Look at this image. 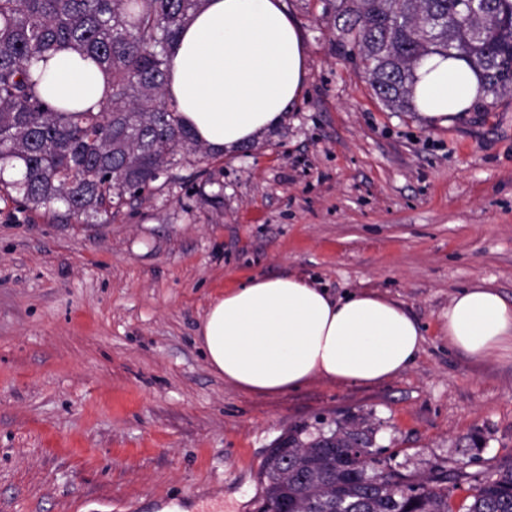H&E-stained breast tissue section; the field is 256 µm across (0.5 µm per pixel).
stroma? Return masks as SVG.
<instances>
[{"instance_id":"1","label":"stroma","mask_w":512,"mask_h":512,"mask_svg":"<svg viewBox=\"0 0 512 512\" xmlns=\"http://www.w3.org/2000/svg\"><path fill=\"white\" fill-rule=\"evenodd\" d=\"M306 88L276 127L123 206L60 223L0 193V512H259L288 432L358 416L404 470L512 460V363L442 336L462 289L512 300V95L440 127L389 111L322 0H284ZM374 290L425 331L372 388L255 397L209 367V303L257 275Z\"/></svg>"}]
</instances>
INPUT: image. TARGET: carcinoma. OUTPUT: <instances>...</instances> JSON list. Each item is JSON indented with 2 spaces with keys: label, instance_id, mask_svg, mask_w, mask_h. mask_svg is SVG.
Wrapping results in <instances>:
<instances>
[{
  "label": "carcinoma",
  "instance_id": "obj_1",
  "mask_svg": "<svg viewBox=\"0 0 512 512\" xmlns=\"http://www.w3.org/2000/svg\"><path fill=\"white\" fill-rule=\"evenodd\" d=\"M205 0H0V172L22 177V207L54 209L60 222L108 224L112 207L171 176L177 153L208 149L164 98L171 47ZM340 43L351 45L369 83L392 112H413L422 58H459L494 101L512 93V0H332ZM67 46L109 74L98 111L52 107L35 59ZM375 429L352 418L304 440L295 432L270 449L263 512H512V461L494 471L462 467L420 479L373 448ZM466 496L452 501L455 490Z\"/></svg>",
  "mask_w": 512,
  "mask_h": 512
}]
</instances>
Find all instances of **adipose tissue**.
<instances>
[{"instance_id":"ef3b65f1","label":"adipose tissue","mask_w":512,"mask_h":512,"mask_svg":"<svg viewBox=\"0 0 512 512\" xmlns=\"http://www.w3.org/2000/svg\"><path fill=\"white\" fill-rule=\"evenodd\" d=\"M33 67L53 105L94 109L104 98L106 73L75 52L58 51ZM306 76L304 37L283 0H206L173 46L165 97L220 155L276 126L300 99ZM480 94L464 61L432 54L415 69L414 102L429 124L466 118ZM440 331L477 360L512 354V302L488 282L463 289ZM424 341L396 300L366 290L338 296L294 274L225 290L209 305L199 336L216 374L261 396L293 393L316 378L382 384L415 362Z\"/></svg>"}]
</instances>
